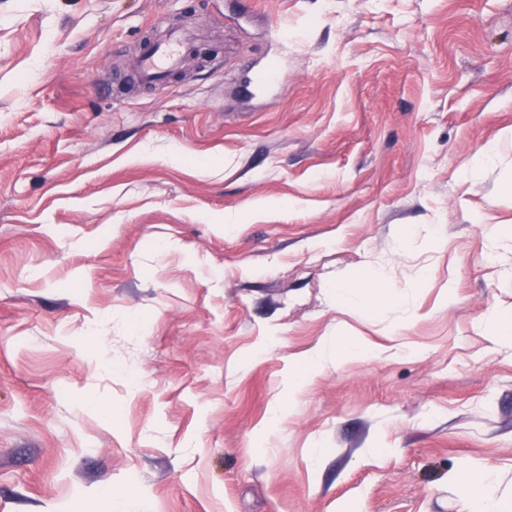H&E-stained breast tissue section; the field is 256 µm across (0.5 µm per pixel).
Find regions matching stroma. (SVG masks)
I'll return each instance as SVG.
<instances>
[{"label": "stroma", "instance_id": "1", "mask_svg": "<svg viewBox=\"0 0 512 512\" xmlns=\"http://www.w3.org/2000/svg\"><path fill=\"white\" fill-rule=\"evenodd\" d=\"M509 128L512 0H0V512H512ZM191 44L179 32L171 31L164 40L153 44L139 57V71L146 79L172 71L179 65L183 50L187 52ZM332 358V351L329 345H320L310 352L303 361L297 364L295 370L288 380V392L294 393L302 389L313 377V368L322 366ZM462 493L484 504V511H495V491L489 479V470L483 469L479 474L462 473L458 476Z\"/></svg>", "mask_w": 512, "mask_h": 512}]
</instances>
